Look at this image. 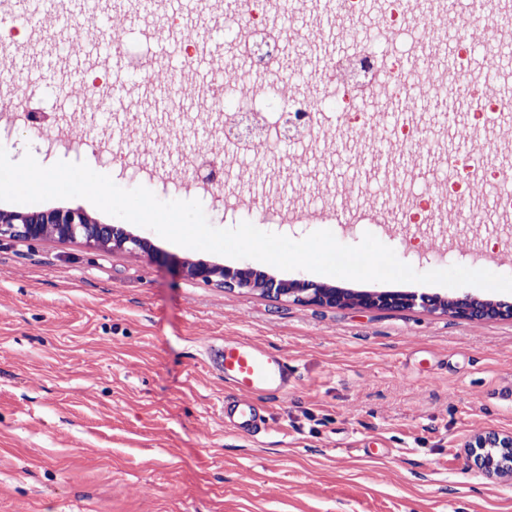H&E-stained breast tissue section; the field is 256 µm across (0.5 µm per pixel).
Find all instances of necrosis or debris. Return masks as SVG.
I'll return each instance as SVG.
<instances>
[{"label": "necrosis or debris", "instance_id": "4bbe7bcc", "mask_svg": "<svg viewBox=\"0 0 512 512\" xmlns=\"http://www.w3.org/2000/svg\"><path fill=\"white\" fill-rule=\"evenodd\" d=\"M303 7V0H238L225 20L237 66L224 93L237 99L239 112L261 118L253 140L225 134V166L241 152L258 156L280 146L289 118L299 129L297 143L317 146L328 127L321 107L326 99L342 117L337 146L354 133L357 152L385 138L400 153H414L426 132L421 112L443 99L467 108L458 135L474 138L469 153L441 150L433 189L420 188L418 174L407 166L382 188L385 211L369 203L352 206L345 197L343 213L349 223L380 227L398 218L413 224H511L512 67L504 65L503 52L512 47V0H488L482 9L471 0H328L351 48L310 74L308 94L276 78L287 46L301 58L308 44L303 30L285 36L277 16L284 9L299 15ZM272 101L277 107L271 111ZM210 156L207 150L194 153L193 188L225 213L241 212L247 198L226 189L223 180L199 176Z\"/></svg>", "mask_w": 512, "mask_h": 512}]
</instances>
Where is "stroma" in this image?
Instances as JSON below:
<instances>
[{
	"label": "stroma",
	"mask_w": 512,
	"mask_h": 512,
	"mask_svg": "<svg viewBox=\"0 0 512 512\" xmlns=\"http://www.w3.org/2000/svg\"><path fill=\"white\" fill-rule=\"evenodd\" d=\"M167 9L199 44H223L224 18L237 3L219 0L209 15L195 0H167ZM311 10L317 36L306 58L317 69L347 45L318 0ZM99 15L106 25L98 37L115 33L125 50L144 47L151 14L106 0ZM83 20L76 5L47 18L42 52L0 63L25 73L19 96L55 124L78 128L81 144L66 161L124 189L148 186L163 201L196 199L184 184L142 183L99 144L118 142L157 169L189 167L200 148L223 155V121L195 127L184 94L215 74H185L154 44L175 83L131 77L129 90L97 111L72 90L97 59L68 54ZM0 145L15 162L28 153L45 167L62 159L23 128L0 133ZM436 153L426 142L407 156L383 146L358 157L337 148L331 128L318 150L267 152L260 173L255 158L240 159L226 186L330 209L323 222L292 227L264 205L244 209L241 220L260 230L298 240L328 229L346 245L370 232L417 272L466 267L465 225H428L431 258L421 261L408 248L413 225L386 232L361 224L343 234L340 200L326 192L345 183L355 199H368L375 179L397 178L403 165L430 173ZM128 229L156 257L79 240L0 239V512H512V480L486 478L464 450L475 432H512L511 320L337 309L229 290L187 277L182 264L234 268L237 259ZM451 235L458 249L443 252ZM228 337L260 343L297 369L287 399L263 400L266 431L257 438L224 426V380L208 356Z\"/></svg>",
	"instance_id": "1"
}]
</instances>
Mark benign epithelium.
Here are the masks:
<instances>
[{
	"mask_svg": "<svg viewBox=\"0 0 512 512\" xmlns=\"http://www.w3.org/2000/svg\"><path fill=\"white\" fill-rule=\"evenodd\" d=\"M62 241L80 239L88 245L109 250L140 251L147 256L153 249L147 241L121 225L103 224L80 208L55 207L16 212L0 210V237ZM188 277L216 281L226 288L260 291L299 303L365 311H397L420 307L442 310L472 322L512 320V302L483 299L472 295L442 297L402 291H351L307 280H277L252 267L230 268L206 262H186ZM468 460L489 479L512 478V433L487 430L473 435L465 444Z\"/></svg>",
	"mask_w": 512,
	"mask_h": 512,
	"instance_id": "obj_1",
	"label": "benign epithelium"
}]
</instances>
